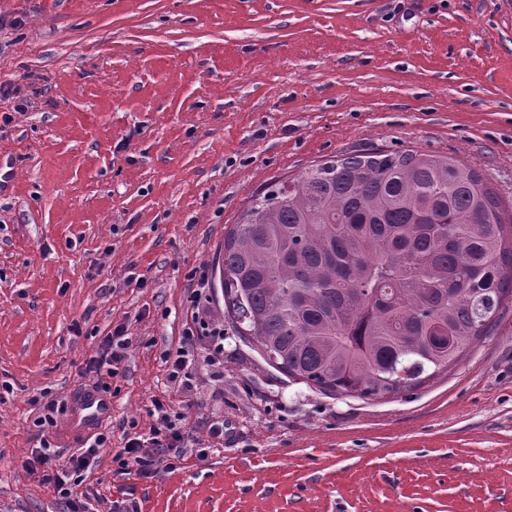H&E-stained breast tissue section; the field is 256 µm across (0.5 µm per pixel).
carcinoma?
<instances>
[{"mask_svg":"<svg viewBox=\"0 0 512 512\" xmlns=\"http://www.w3.org/2000/svg\"><path fill=\"white\" fill-rule=\"evenodd\" d=\"M273 368L361 398L419 386L512 299V216L475 170L373 150L257 190L217 265Z\"/></svg>","mask_w":512,"mask_h":512,"instance_id":"carcinoma-1","label":"carcinoma"}]
</instances>
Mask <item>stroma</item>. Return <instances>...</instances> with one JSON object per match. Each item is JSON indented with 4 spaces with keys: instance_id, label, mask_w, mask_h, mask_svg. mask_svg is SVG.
<instances>
[{
    "instance_id": "stroma-1",
    "label": "stroma",
    "mask_w": 512,
    "mask_h": 512,
    "mask_svg": "<svg viewBox=\"0 0 512 512\" xmlns=\"http://www.w3.org/2000/svg\"><path fill=\"white\" fill-rule=\"evenodd\" d=\"M24 111H16V104ZM0 512H67L23 467L62 456L87 367L123 326L96 512H512V301L422 386L330 396L268 366L210 291L224 374L195 340L197 273L277 178L355 151L448 155L512 207V0H0ZM48 393L67 404L39 428ZM207 456L121 473L153 401ZM222 424L224 435L210 427ZM207 280L204 274L198 278L197 289L189 300L186 310V323L184 333V343L174 352H168L164 355L163 361L167 365L168 378L171 382H178L182 388H188L191 385L193 369L195 366V346L193 343L194 330L189 324L191 319L193 325L202 324L206 330L207 336H224V329L211 323L209 325L203 319L206 314V303L209 302L206 294ZM211 326V327H210Z\"/></svg>"
}]
</instances>
